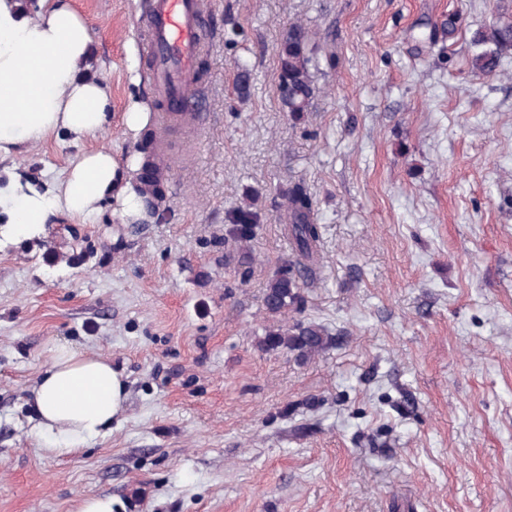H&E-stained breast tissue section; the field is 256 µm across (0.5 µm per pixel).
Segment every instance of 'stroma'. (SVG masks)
Instances as JSON below:
<instances>
[{"label": "stroma", "instance_id": "stroma-1", "mask_svg": "<svg viewBox=\"0 0 512 512\" xmlns=\"http://www.w3.org/2000/svg\"><path fill=\"white\" fill-rule=\"evenodd\" d=\"M108 92L96 138L0 158L47 190L108 148L135 184L159 112L150 0H69ZM203 121L172 136L165 223L107 198L0 236V512H512V55L472 73V31L512 0H213ZM466 30L420 48L427 25ZM335 54L292 119L274 83L289 22ZM247 65L251 91L235 83ZM137 112L135 124L126 115ZM304 181L321 227L297 317L339 340L303 363L260 341L262 297L299 258L276 208ZM255 200L245 249L226 217ZM107 356L124 413L58 454L29 391L54 345Z\"/></svg>", "mask_w": 512, "mask_h": 512}]
</instances>
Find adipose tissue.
Segmentation results:
<instances>
[{
  "instance_id": "adipose-tissue-1",
  "label": "adipose tissue",
  "mask_w": 512,
  "mask_h": 512,
  "mask_svg": "<svg viewBox=\"0 0 512 512\" xmlns=\"http://www.w3.org/2000/svg\"><path fill=\"white\" fill-rule=\"evenodd\" d=\"M89 44L88 26L68 0H46L37 20L22 11L19 0H0V155L60 132L76 142L103 129L106 89L79 75ZM117 171L111 151L99 148L83 154L52 189L19 180L0 186V210L12 233L28 235L58 212L87 218L112 194L136 203V195L117 186ZM31 394L39 429L67 454L123 413L127 391L123 375L106 358L64 344Z\"/></svg>"
}]
</instances>
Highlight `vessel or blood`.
I'll list each match as a JSON object with an SVG mask.
<instances>
[{
    "label": "vessel or blood",
    "instance_id": "vessel-or-blood-1",
    "mask_svg": "<svg viewBox=\"0 0 512 512\" xmlns=\"http://www.w3.org/2000/svg\"><path fill=\"white\" fill-rule=\"evenodd\" d=\"M147 28L144 53L164 101L157 122L166 134L198 117L196 60L214 30L205 0H152Z\"/></svg>",
    "mask_w": 512,
    "mask_h": 512
}]
</instances>
